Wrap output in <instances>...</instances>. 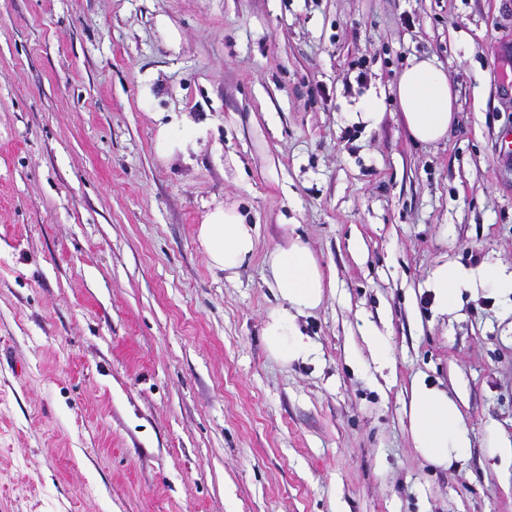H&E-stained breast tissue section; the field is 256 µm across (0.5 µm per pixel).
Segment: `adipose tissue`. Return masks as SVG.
<instances>
[{"mask_svg": "<svg viewBox=\"0 0 512 512\" xmlns=\"http://www.w3.org/2000/svg\"><path fill=\"white\" fill-rule=\"evenodd\" d=\"M397 96L410 135L424 144L442 142L454 122L455 98L442 68L432 58L409 61L398 78ZM206 133L203 124L187 115L171 116L159 124L156 152L160 161L189 162ZM197 239L212 268L235 272L256 251L257 227L247 223L236 207L215 204L203 215L196 229ZM265 265L268 286L274 290L277 306L268 314L262 329L268 354L282 365L308 363L317 348L297 322L300 315L317 310L325 300L323 267L310 246L300 237L268 251ZM477 282L512 294V270L499 262L484 263L468 272L445 262L434 268L431 283L440 313L453 310L463 284ZM411 437L428 462L445 466L462 456L470 446L467 427L447 393L420 381H412L410 397Z\"/></svg>", "mask_w": 512, "mask_h": 512, "instance_id": "ef3b65f1", "label": "adipose tissue"}]
</instances>
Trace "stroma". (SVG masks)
I'll return each mask as SVG.
<instances>
[{
	"instance_id": "1",
	"label": "stroma",
	"mask_w": 512,
	"mask_h": 512,
	"mask_svg": "<svg viewBox=\"0 0 512 512\" xmlns=\"http://www.w3.org/2000/svg\"><path fill=\"white\" fill-rule=\"evenodd\" d=\"M416 57L455 97L435 145L397 102ZM172 112L207 127L186 164ZM510 133L512 0H0V512H512V298L430 284L512 267ZM216 202L259 231L233 274L196 238ZM296 235L333 288L285 367L263 259ZM416 378L470 432L449 466ZM171 115L170 121L159 123L156 136V152L160 161L172 164L188 163L199 148V140L205 137V127L190 119L185 112ZM477 281L483 286L512 295V270L500 262L484 263L477 271L472 272L445 262L436 266L431 273L438 311L446 314L453 310L457 306L463 284ZM410 419L414 448L432 464L446 467L470 447L460 412L442 390L413 380Z\"/></svg>"
}]
</instances>
